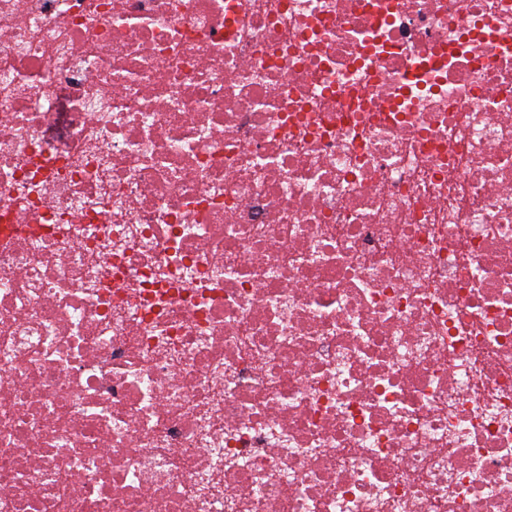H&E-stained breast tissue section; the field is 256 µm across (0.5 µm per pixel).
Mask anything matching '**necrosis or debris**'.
Listing matches in <instances>:
<instances>
[{
	"label": "necrosis or debris",
	"instance_id": "1",
	"mask_svg": "<svg viewBox=\"0 0 512 512\" xmlns=\"http://www.w3.org/2000/svg\"><path fill=\"white\" fill-rule=\"evenodd\" d=\"M0 512H512V0H0Z\"/></svg>",
	"mask_w": 512,
	"mask_h": 512
}]
</instances>
